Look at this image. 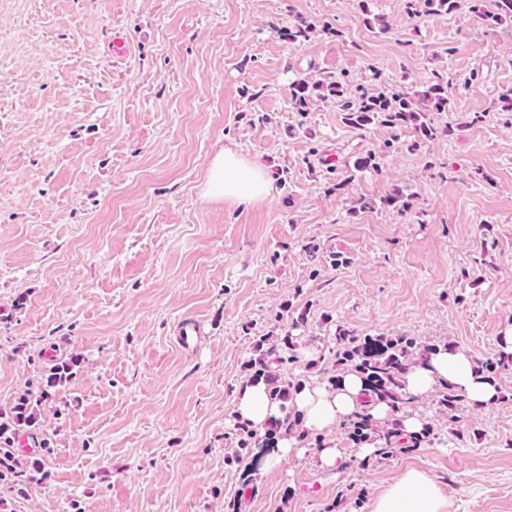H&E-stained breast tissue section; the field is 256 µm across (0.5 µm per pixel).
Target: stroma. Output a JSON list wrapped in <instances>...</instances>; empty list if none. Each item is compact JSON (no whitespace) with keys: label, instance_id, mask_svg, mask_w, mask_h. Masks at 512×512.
<instances>
[{"label":"stroma","instance_id":"stroma-1","mask_svg":"<svg viewBox=\"0 0 512 512\" xmlns=\"http://www.w3.org/2000/svg\"><path fill=\"white\" fill-rule=\"evenodd\" d=\"M496 0L410 15L406 0H0V408L71 356L0 512H371L426 472L448 512H512V363L498 401L455 413L442 386L406 413L424 448L271 468L241 447L235 400L264 336H292L282 377L326 384L336 330L448 344L485 361L512 327V19ZM314 23L292 41L297 20ZM128 46L112 53L113 38ZM448 73L436 137L348 125L296 81L425 89ZM393 149H386L388 141ZM234 146L272 179L247 205L202 193ZM380 153L361 170L362 154ZM192 319L197 343L177 330ZM251 468L254 481L242 485Z\"/></svg>","mask_w":512,"mask_h":512}]
</instances>
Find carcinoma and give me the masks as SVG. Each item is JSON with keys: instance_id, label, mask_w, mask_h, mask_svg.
I'll return each instance as SVG.
<instances>
[{"instance_id": "1", "label": "carcinoma", "mask_w": 512, "mask_h": 512, "mask_svg": "<svg viewBox=\"0 0 512 512\" xmlns=\"http://www.w3.org/2000/svg\"><path fill=\"white\" fill-rule=\"evenodd\" d=\"M458 0H409L408 9L412 14L425 12H455ZM326 87L336 96L340 108L345 112L350 126L364 129L375 122H381L399 130L413 124L421 132L423 139L437 134V129L419 122L420 112H442L448 109V73L436 71L432 83L424 90L409 96L405 93H386L384 91L370 95L361 90L355 97L345 95L343 85L338 81L319 79L315 82L302 79L295 83L292 107L298 112L307 110L310 87ZM336 371L338 375L329 378L336 385L339 375L355 372L360 375L370 393V398L386 404L393 419L378 424L371 415L359 411L347 418L350 437L359 443L372 441L377 444V454L390 456L397 452H413L425 443L429 430L408 438L401 437V419L399 413L405 403L403 379L415 364L426 362L437 352L438 346L418 342L405 336H358L353 331L340 328L336 334ZM257 357L250 363L251 379L263 381L271 395L280 400L290 397V384L283 382L281 365L296 358L295 345L288 337L282 344H269L267 338L257 343ZM79 359L54 365L49 373L40 376L33 383V390L18 398L16 403L5 411L0 409V481L18 478L24 472L22 464L15 457L13 447L22 432L33 434L38 422L39 406L50 396V391L67 383L73 377V369ZM297 421L287 414L268 424L265 432V447H274L275 437L296 431ZM298 432V431H296ZM305 431L298 432V437Z\"/></svg>"}]
</instances>
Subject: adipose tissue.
Instances as JSON below:
<instances>
[{"instance_id":"ef3b65f1","label":"adipose tissue","mask_w":512,"mask_h":512,"mask_svg":"<svg viewBox=\"0 0 512 512\" xmlns=\"http://www.w3.org/2000/svg\"><path fill=\"white\" fill-rule=\"evenodd\" d=\"M271 186V177L264 165L245 159L233 147L224 146L210 161L204 195L211 200L250 203L268 196ZM440 383L453 386L478 409L495 404L499 398L496 381L478 373L474 356L462 349L439 350L425 364L412 366L404 378V390L416 396ZM365 399L364 383L353 372L344 374L333 388L303 387L287 402L271 397L263 383L251 382L240 390L234 414L237 420L259 431L290 410L299 413L305 429L317 432L332 431L364 406L375 420L388 418L390 411L386 405L369 406ZM372 512H448V499L426 473L408 469L379 492Z\"/></svg>"}]
</instances>
